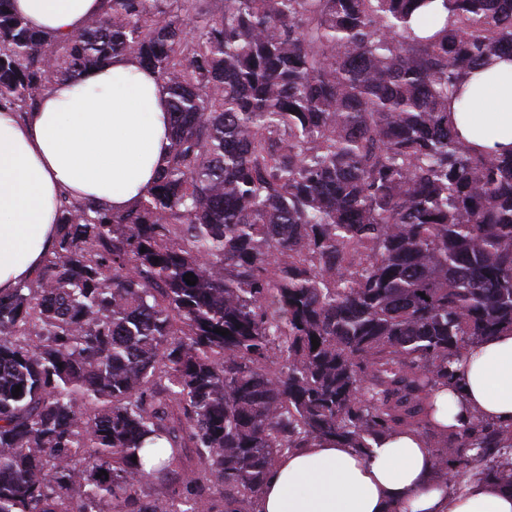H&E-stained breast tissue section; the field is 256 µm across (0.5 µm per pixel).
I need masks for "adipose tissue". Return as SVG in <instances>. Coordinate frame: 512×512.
<instances>
[{
    "label": "adipose tissue",
    "instance_id": "ef3b65f1",
    "mask_svg": "<svg viewBox=\"0 0 512 512\" xmlns=\"http://www.w3.org/2000/svg\"><path fill=\"white\" fill-rule=\"evenodd\" d=\"M27 23L58 38L102 15L106 0H12ZM451 101L455 130L483 152L512 150V56L465 76ZM168 92L131 56L55 83L18 114L0 110V292L28 280L57 241L58 211L84 200L113 212L153 186L170 146ZM436 398V423L479 416L512 424V332L470 343ZM436 458L413 431L382 437L367 452L312 439L269 473L259 512H512V486L467 478L454 489L433 478Z\"/></svg>",
    "mask_w": 512,
    "mask_h": 512
}]
</instances>
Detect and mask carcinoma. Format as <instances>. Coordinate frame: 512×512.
Wrapping results in <instances>:
<instances>
[{
    "mask_svg": "<svg viewBox=\"0 0 512 512\" xmlns=\"http://www.w3.org/2000/svg\"><path fill=\"white\" fill-rule=\"evenodd\" d=\"M205 2L108 0L60 42L0 0L1 108L128 55L172 115L148 195L63 205L0 295V512H256L310 439L427 433L464 346L512 329V153L448 110L512 55V0H442L429 36L434 0ZM434 436L443 475L512 485V425Z\"/></svg>",
    "mask_w": 512,
    "mask_h": 512,
    "instance_id": "obj_1",
    "label": "carcinoma"
}]
</instances>
